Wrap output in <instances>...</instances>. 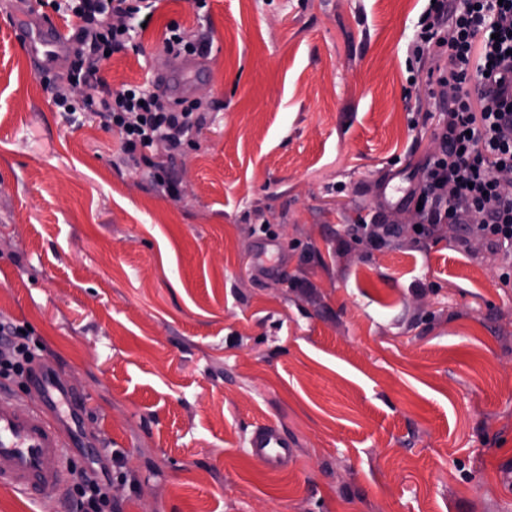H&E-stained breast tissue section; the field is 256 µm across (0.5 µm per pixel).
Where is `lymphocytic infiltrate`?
Here are the masks:
<instances>
[{
  "label": "lymphocytic infiltrate",
  "instance_id": "1",
  "mask_svg": "<svg viewBox=\"0 0 512 512\" xmlns=\"http://www.w3.org/2000/svg\"><path fill=\"white\" fill-rule=\"evenodd\" d=\"M79 18L72 34L74 58L66 83L56 85L54 101L70 109L78 88L99 87L84 97V107L103 127L118 132L125 164L146 168L152 183L170 197L179 189L153 150L165 142L170 152L192 146L205 122L196 101L173 98L141 85L110 88L100 77L106 54L131 48L136 27L150 23L152 0H67ZM450 25L451 37L441 35ZM408 52L412 60L435 53L447 60L429 90L445 107L441 151L420 169L409 201L420 203L419 239L444 224H469L485 237L506 265L502 280L512 279V192L504 191L500 171L512 168V0H432L421 13ZM480 223H472V216ZM38 358L28 333L0 324V378L19 385L29 381ZM72 512H112L107 484L87 472L73 477L66 490Z\"/></svg>",
  "mask_w": 512,
  "mask_h": 512
}]
</instances>
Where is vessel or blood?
I'll return each mask as SVG.
<instances>
[{
  "label": "vessel or blood",
  "instance_id": "obj_1",
  "mask_svg": "<svg viewBox=\"0 0 512 512\" xmlns=\"http://www.w3.org/2000/svg\"><path fill=\"white\" fill-rule=\"evenodd\" d=\"M17 35L27 45L38 71L60 68L68 58L70 40L58 25L27 17ZM30 384L40 393L41 406L0 402V483L27 496L58 490L69 449L84 444L79 432L82 415L70 404L68 391L53 369L40 367ZM248 447L274 471L286 469L294 461L287 434L272 424L256 427Z\"/></svg>",
  "mask_w": 512,
  "mask_h": 512
}]
</instances>
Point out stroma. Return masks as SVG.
I'll return each instance as SVG.
<instances>
[{"label":"stroma","mask_w":512,"mask_h":512,"mask_svg":"<svg viewBox=\"0 0 512 512\" xmlns=\"http://www.w3.org/2000/svg\"><path fill=\"white\" fill-rule=\"evenodd\" d=\"M424 7L156 0L101 75L200 103L194 146L156 151L174 199L96 116L66 118L13 33L79 19L0 0V320L82 409L67 469L123 450L118 512H512V281L465 225L412 231L445 65L407 60ZM172 21L207 39L198 66L161 53ZM361 222L397 231L370 248ZM263 424L293 441L288 470L249 454ZM0 512L69 507L0 485Z\"/></svg>","instance_id":"stroma-1"}]
</instances>
